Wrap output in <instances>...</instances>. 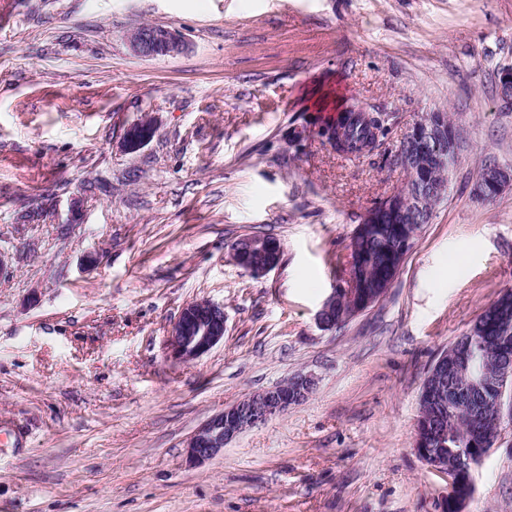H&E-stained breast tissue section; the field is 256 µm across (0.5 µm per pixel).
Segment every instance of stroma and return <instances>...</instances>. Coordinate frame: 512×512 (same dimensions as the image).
Masks as SVG:
<instances>
[{
  "mask_svg": "<svg viewBox=\"0 0 512 512\" xmlns=\"http://www.w3.org/2000/svg\"><path fill=\"white\" fill-rule=\"evenodd\" d=\"M0 512H442L445 474L414 450L435 359L512 289V0H0ZM176 30L174 57L127 46ZM376 147L336 152L350 102ZM441 109L458 135L448 194L386 296L334 329L364 213L401 189L400 141ZM155 114L135 153L127 125ZM244 234L283 248L251 277ZM223 305V343L181 364L167 333ZM307 374L315 389L213 459L212 414ZM466 512H512V421L472 469ZM127 42L131 53L142 59L172 57L187 49L181 36L166 27L139 26L128 32ZM148 125H141L135 122L129 124L125 130L122 146L128 153H134L147 146L155 137L158 131V120L152 115ZM509 188H512V166L491 163L483 168L475 194L479 200L490 201ZM253 253L263 255L264 261L254 262ZM281 255L280 241L267 235H243L229 248L230 259L255 277L264 276L275 269L280 263Z\"/></svg>",
  "mask_w": 512,
  "mask_h": 512,
  "instance_id": "1",
  "label": "stroma"
}]
</instances>
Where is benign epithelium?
Listing matches in <instances>:
<instances>
[{
  "mask_svg": "<svg viewBox=\"0 0 512 512\" xmlns=\"http://www.w3.org/2000/svg\"><path fill=\"white\" fill-rule=\"evenodd\" d=\"M127 42L131 53L142 59L172 57L187 49L181 36L166 27L139 26L128 32ZM496 87L501 100L512 101V65L497 71ZM157 131L158 120L155 116L147 125L133 122L125 130L122 146L129 153L137 152L154 139ZM456 149L457 132L454 126L448 124L445 111L429 112L416 120L402 138L397 155L406 173L405 186L368 209L357 225L356 232L366 233L371 224L431 223L433 210L429 203L446 196L449 161L455 156ZM509 188H512V166L491 163L483 168L475 194L482 201H490ZM281 255L280 241L267 235H243L229 248L230 259L255 277L264 276L275 269ZM510 294L511 289L503 291L494 303L502 322L500 336L504 341L512 334L507 312ZM342 297L364 309L376 304V300L358 291L355 283L347 278L334 289L319 311L318 322L321 327H335V324L327 321V314ZM225 329L223 306L208 300L187 303L168 332V353L179 362L191 363L223 342ZM450 356L465 364L469 361L467 350L442 353L427 372L421 399L430 398L429 387L438 388L443 385ZM314 386L315 381L311 376L297 375L211 416L188 439L186 448L189 460L202 463L213 458L224 449V444L238 434L304 401ZM472 386L481 394L490 395L483 410L489 429L483 434L481 446H492L499 435L503 417L512 416V400L509 401V407H504L506 390L512 391V358L503 362L493 375L476 374ZM505 408L508 409L506 413L503 412ZM414 447L428 466L448 475L452 489L472 462V458L460 455L455 462L448 463V450L433 447L419 433L415 436Z\"/></svg>",
  "mask_w": 512,
  "mask_h": 512,
  "instance_id": "obj_1",
  "label": "benign epithelium"
}]
</instances>
